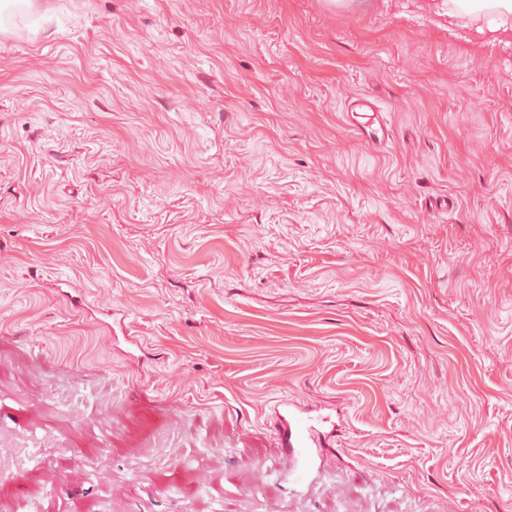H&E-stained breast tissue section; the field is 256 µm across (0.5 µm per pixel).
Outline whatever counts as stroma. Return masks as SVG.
Here are the masks:
<instances>
[{
  "mask_svg": "<svg viewBox=\"0 0 512 512\" xmlns=\"http://www.w3.org/2000/svg\"><path fill=\"white\" fill-rule=\"evenodd\" d=\"M282 399L339 415L300 493ZM0 465V512H512V37L446 0L15 14ZM348 110L360 111V112H346L347 115L361 116L366 113H371L373 120L368 125H357L360 133L368 144L381 145L387 142L389 138V124L383 117V112H380L379 108L375 103L362 96L352 97L348 101Z\"/></svg>",
  "mask_w": 512,
  "mask_h": 512,
  "instance_id": "stroma-1",
  "label": "stroma"
}]
</instances>
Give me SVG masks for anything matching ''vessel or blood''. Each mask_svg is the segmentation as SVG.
I'll return each mask as SVG.
<instances>
[{"mask_svg": "<svg viewBox=\"0 0 512 512\" xmlns=\"http://www.w3.org/2000/svg\"><path fill=\"white\" fill-rule=\"evenodd\" d=\"M348 108L371 114V123L359 131L368 144L381 145L389 138V124L375 103L362 96L349 100ZM335 428L331 415H323L298 406L281 405L276 409V428L283 455L292 457L294 465L288 469L289 479L296 486H304L320 455V450Z\"/></svg>", "mask_w": 512, "mask_h": 512, "instance_id": "b4317fda", "label": "vessel or blood"}]
</instances>
